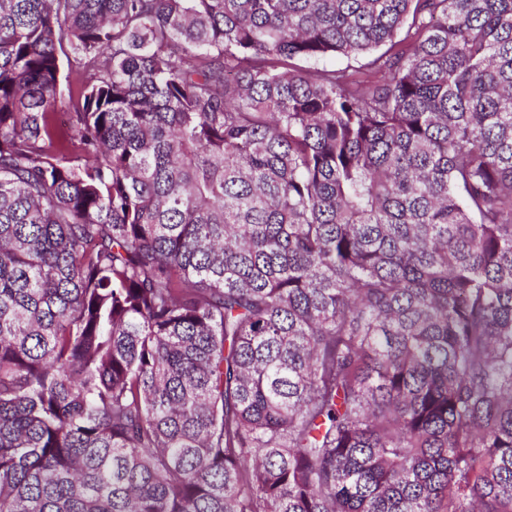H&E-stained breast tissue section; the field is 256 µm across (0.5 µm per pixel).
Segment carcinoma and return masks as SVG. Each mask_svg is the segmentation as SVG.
<instances>
[{
  "label": "carcinoma",
  "mask_w": 512,
  "mask_h": 512,
  "mask_svg": "<svg viewBox=\"0 0 512 512\" xmlns=\"http://www.w3.org/2000/svg\"><path fill=\"white\" fill-rule=\"evenodd\" d=\"M0 512H512V0H0ZM368 62L367 56H355V57H336L333 59H327L317 64H313V67H326L327 69L346 70L348 72L365 71V64Z\"/></svg>",
  "instance_id": "cac0c4a2"
}]
</instances>
